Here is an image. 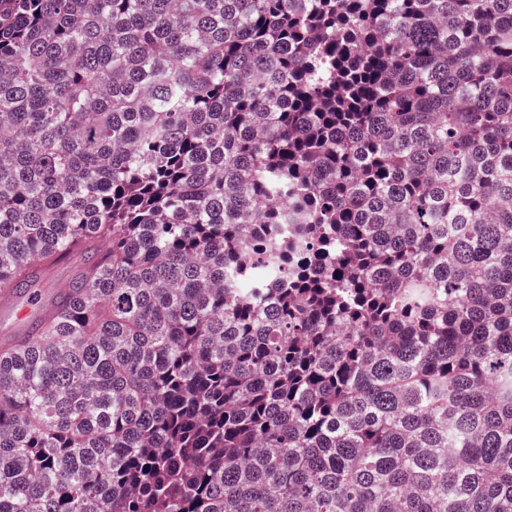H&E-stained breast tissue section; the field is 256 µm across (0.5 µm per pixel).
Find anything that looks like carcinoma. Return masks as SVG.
Instances as JSON below:
<instances>
[{"label":"carcinoma","mask_w":512,"mask_h":512,"mask_svg":"<svg viewBox=\"0 0 512 512\" xmlns=\"http://www.w3.org/2000/svg\"><path fill=\"white\" fill-rule=\"evenodd\" d=\"M0 512H512V0H0ZM79 260H70L56 265L46 272L42 280L33 290H36L40 299V305L32 311L31 320L39 316L43 309L53 303L57 293L67 287L78 272ZM29 321V322H30ZM26 298L27 296L16 298L9 304L0 303V345L16 336L27 325H22L15 316V305L23 304Z\"/></svg>","instance_id":"1"}]
</instances>
